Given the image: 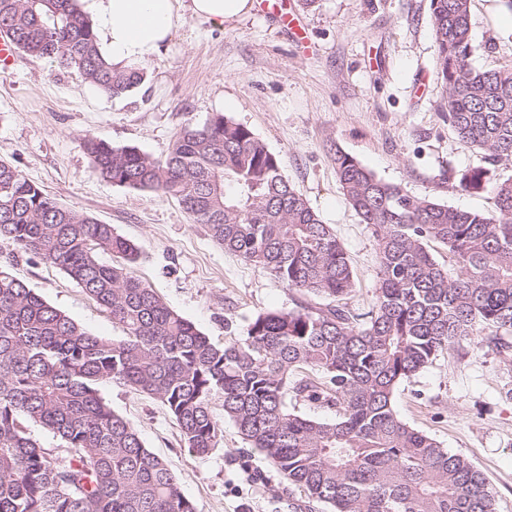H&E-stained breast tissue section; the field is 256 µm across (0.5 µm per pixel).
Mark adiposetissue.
<instances>
[{
  "label": "adipose tissue",
  "instance_id": "obj_1",
  "mask_svg": "<svg viewBox=\"0 0 512 512\" xmlns=\"http://www.w3.org/2000/svg\"><path fill=\"white\" fill-rule=\"evenodd\" d=\"M93 20L99 51L113 67L156 56L187 18L215 27L250 14L254 0H80Z\"/></svg>",
  "mask_w": 512,
  "mask_h": 512
}]
</instances>
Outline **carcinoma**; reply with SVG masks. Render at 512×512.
Wrapping results in <instances>:
<instances>
[{"label": "carcinoma", "instance_id": "1", "mask_svg": "<svg viewBox=\"0 0 512 512\" xmlns=\"http://www.w3.org/2000/svg\"><path fill=\"white\" fill-rule=\"evenodd\" d=\"M430 14L448 126L490 164L511 161L512 66L466 63L471 0H430ZM0 32L109 97L143 79L138 66L117 70L100 55L78 0H0ZM81 147L105 180L176 198L224 249L317 301L260 314L218 346L131 274L135 243L0 160V240L62 269L121 331L89 333L0 268V512H198L168 463L105 403L107 382L159 400L199 455L222 433L211 411L220 397L250 447L333 512H494L483 474L401 421L393 401L401 382L477 327L512 334V177L461 175L463 190L493 195L485 214L411 196L336 151L345 196L379 245L376 301L357 314L343 302L355 288L347 253L247 127L218 113L182 128L162 159L97 137ZM434 245L448 249L456 278ZM108 253L123 262L103 261ZM290 394L335 419L290 411ZM27 421L67 457L39 446Z\"/></svg>", "mask_w": 512, "mask_h": 512}]
</instances>
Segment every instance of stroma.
I'll return each instance as SVG.
<instances>
[{
    "mask_svg": "<svg viewBox=\"0 0 512 512\" xmlns=\"http://www.w3.org/2000/svg\"><path fill=\"white\" fill-rule=\"evenodd\" d=\"M302 34L272 14L216 28L188 19L162 52L144 63L139 86L110 98L75 70L20 54L0 72V160L63 206L95 216L139 248L133 276L216 344L243 335L258 314L306 303L261 266L245 262L193 223L179 202L102 179L80 146L94 136L163 158L182 127L221 113L246 126L279 156L285 175L347 252L356 288L349 307L368 311L379 285V246L336 176L345 152L408 194L490 213L491 194L461 190L462 173L487 167L445 117L435 75L437 47L429 0H288ZM472 51L478 70L512 66V11L502 0H472ZM0 241V262L31 290L89 332L112 337L109 315L59 268L15 256ZM101 395L164 458L200 512H289L297 487L249 448L220 400L217 446L198 456L185 447L162 403L109 383ZM399 419L466 458L486 478L496 512H512V335L497 344L485 329L403 381ZM262 480H253V471Z\"/></svg>",
    "mask_w": 512,
    "mask_h": 512,
    "instance_id": "stroma-1",
    "label": "stroma"
}]
</instances>
